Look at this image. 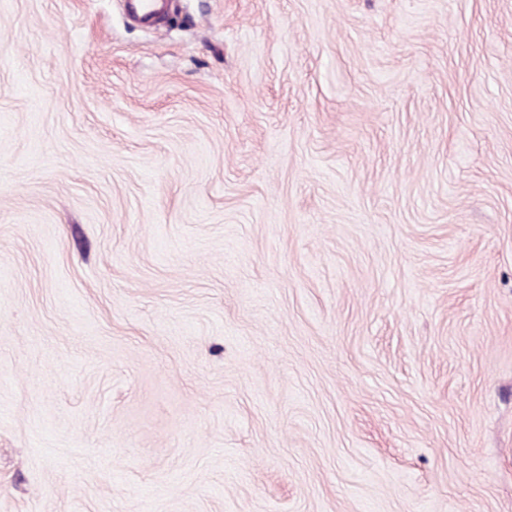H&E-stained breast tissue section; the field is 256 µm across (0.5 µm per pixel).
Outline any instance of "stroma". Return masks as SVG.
Returning a JSON list of instances; mask_svg holds the SVG:
<instances>
[{"instance_id": "35a3bbf8", "label": "stroma", "mask_w": 512, "mask_h": 512, "mask_svg": "<svg viewBox=\"0 0 512 512\" xmlns=\"http://www.w3.org/2000/svg\"><path fill=\"white\" fill-rule=\"evenodd\" d=\"M0 512H512V0H0ZM130 13L148 26H164L163 16L168 12L171 0H125Z\"/></svg>"}]
</instances>
